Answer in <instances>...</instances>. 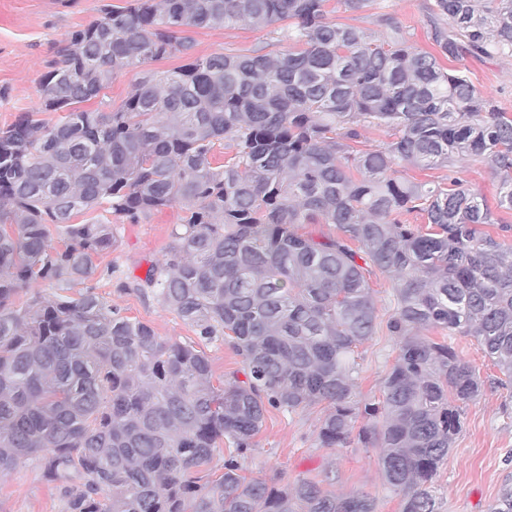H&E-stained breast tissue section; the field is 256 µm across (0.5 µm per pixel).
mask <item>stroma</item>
Wrapping results in <instances>:
<instances>
[{
  "instance_id": "35a3bbf8",
  "label": "stroma",
  "mask_w": 512,
  "mask_h": 512,
  "mask_svg": "<svg viewBox=\"0 0 512 512\" xmlns=\"http://www.w3.org/2000/svg\"><path fill=\"white\" fill-rule=\"evenodd\" d=\"M433 0H380L379 10L357 14L336 9L332 20L356 22L369 32L383 28L376 12L394 17L406 27L411 41L432 49L434 28H450L445 16H431ZM129 5L130 0H0V127L26 113L54 124L58 115L42 112L39 81L55 58L57 46L80 26L99 18L103 4ZM194 51L207 55L230 48L243 53L265 48L269 28L240 24L229 28L188 31ZM466 73L476 88L499 111L512 116V56H476L468 51L448 62ZM179 207H167L132 220L112 213L114 242L100 258L95 291L122 315L147 323L158 336L191 343L193 329L167 308L150 288H137L152 266L162 262L173 232L180 225ZM452 345L473 365L482 382L477 397L462 406V430L431 482L438 512H488L504 485L512 483V390L499 384L501 374L469 336H454ZM356 384L360 400L377 398L381 382L397 355V341L379 330L360 347ZM323 405L293 413L269 410L245 464L250 477L293 482L308 478L336 494H364L374 498L376 512H401L400 499L384 486L379 451L351 442L344 448L321 447L317 432ZM66 501L48 480L38 461L0 474V512H65Z\"/></svg>"
}]
</instances>
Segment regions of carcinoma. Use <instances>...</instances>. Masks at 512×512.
Returning <instances> with one entry per match:
<instances>
[{"mask_svg": "<svg viewBox=\"0 0 512 512\" xmlns=\"http://www.w3.org/2000/svg\"><path fill=\"white\" fill-rule=\"evenodd\" d=\"M328 2L105 4L40 80L38 111L63 113L58 122L0 129V472L39 460L67 512H376L373 498L310 479L242 475L268 409L324 403L322 446L358 431L380 450L402 512H437L429 483L481 381L424 332L473 337L512 384V224L494 213L512 211V117L442 58L463 43L512 54V0H434L453 23L435 30V52L385 15L380 37L337 23ZM240 22L275 25L274 42L291 46L197 56L184 36ZM173 57L186 63L104 110L119 73ZM370 126L390 140L364 147ZM466 161L498 177L495 206L458 176ZM439 168V181L409 175ZM174 205L180 227L146 284L200 341H227L242 380L214 384L203 351L162 339L91 286L16 302L39 282L64 291L98 276L112 224H75L77 214L105 206L136 219ZM378 274L394 290L384 325ZM382 326L398 354L381 397L362 402L357 350ZM490 512H512V485Z\"/></svg>", "mask_w": 512, "mask_h": 512, "instance_id": "obj_1", "label": "carcinoma"}]
</instances>
